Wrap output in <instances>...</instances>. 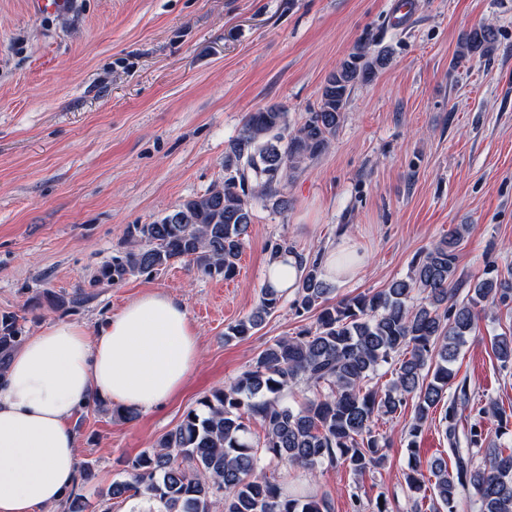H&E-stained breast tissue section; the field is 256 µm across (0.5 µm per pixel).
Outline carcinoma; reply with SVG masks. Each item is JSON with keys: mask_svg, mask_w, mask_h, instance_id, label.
<instances>
[{"mask_svg": "<svg viewBox=\"0 0 512 512\" xmlns=\"http://www.w3.org/2000/svg\"><path fill=\"white\" fill-rule=\"evenodd\" d=\"M494 30L478 25L463 33L458 58L489 51ZM390 60L386 48L359 44L325 79L316 107L291 127L278 105L250 112L224 150V183L190 198L150 224L128 228L127 250L112 256L89 281L118 284L137 274L157 273L186 260L211 277L231 279L254 219L307 162L327 150L341 126L350 95L375 79ZM451 232L412 262L409 274L367 294L330 301L333 292L318 260L301 257L291 306L316 312L315 322L295 335L274 340L249 369L203 397L157 446L129 462L130 479L112 484L111 496L144 497L161 512H329L323 498L287 490L265 460L285 459L311 470L341 462L355 475L379 465L381 445L375 419L404 411L416 399L407 448L415 446L430 410L448 407L442 421L448 459L427 464V483L411 464L405 484L410 497L429 496L436 512H457L473 495L479 512H512V451L504 453L475 426L463 429L456 416L471 400L466 381L453 383V363L479 312L512 306V265L474 282L461 278ZM284 300L261 287L254 311L225 327L224 340L253 335ZM15 321H0V353L17 341ZM501 368L512 366V336L493 338ZM392 367L383 388L373 379ZM303 384L312 390L296 408L286 396ZM260 420L263 441L254 444L245 418Z\"/></svg>", "mask_w": 512, "mask_h": 512, "instance_id": "1", "label": "carcinoma"}]
</instances>
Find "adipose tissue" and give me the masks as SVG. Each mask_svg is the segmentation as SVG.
<instances>
[{"label":"adipose tissue","mask_w":512,"mask_h":512,"mask_svg":"<svg viewBox=\"0 0 512 512\" xmlns=\"http://www.w3.org/2000/svg\"><path fill=\"white\" fill-rule=\"evenodd\" d=\"M327 281L352 278L365 256L349 240L320 259ZM199 363L185 307L147 292L96 328L57 321L0 367V512H49L71 489L72 420L95 399L146 411L177 395Z\"/></svg>","instance_id":"1"}]
</instances>
